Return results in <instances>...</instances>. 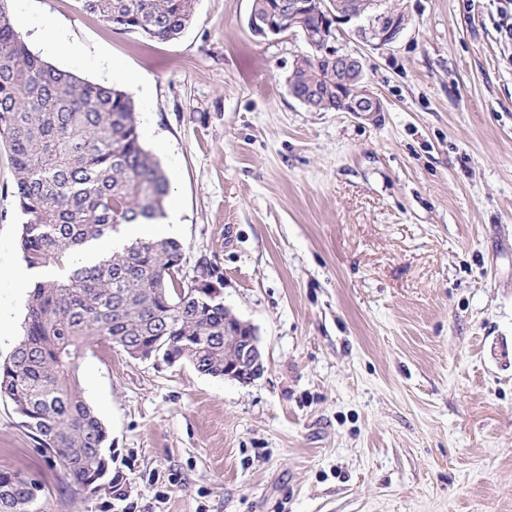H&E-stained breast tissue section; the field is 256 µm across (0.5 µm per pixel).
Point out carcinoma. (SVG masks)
Returning <instances> with one entry per match:
<instances>
[{"label": "carcinoma", "instance_id": "cac0c4a2", "mask_svg": "<svg viewBox=\"0 0 512 512\" xmlns=\"http://www.w3.org/2000/svg\"><path fill=\"white\" fill-rule=\"evenodd\" d=\"M112 28L150 40L178 38L197 0H77ZM285 0H253L255 36L276 23ZM335 79L312 55L294 60L289 92ZM0 144L15 169L23 225L20 250L36 272L24 334L0 363V399L21 426L90 493L112 483V441L85 400L80 363L96 339L134 359L187 362L224 375V280L206 270L180 277L183 245L135 239L79 260L75 251L125 224L164 217L169 181L144 148L135 105L114 86L90 82L32 52L0 0ZM39 486L0 472V512H37Z\"/></svg>", "mask_w": 512, "mask_h": 512}]
</instances>
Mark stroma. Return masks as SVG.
<instances>
[{"instance_id":"1","label":"stroma","mask_w":512,"mask_h":512,"mask_svg":"<svg viewBox=\"0 0 512 512\" xmlns=\"http://www.w3.org/2000/svg\"><path fill=\"white\" fill-rule=\"evenodd\" d=\"M403 4L404 37L363 51L386 106L370 120L289 94L308 47L253 36L252 0H198L171 41L76 0H8L52 65L147 82L126 91L181 214L182 273L218 269L264 364L242 385L93 343L80 386L114 478L93 494L0 402V471L41 483V512H512V42L502 0ZM14 184L1 146V359L34 277Z\"/></svg>"}]
</instances>
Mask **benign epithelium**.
<instances>
[{"instance_id": "obj_1", "label": "benign epithelium", "mask_w": 512, "mask_h": 512, "mask_svg": "<svg viewBox=\"0 0 512 512\" xmlns=\"http://www.w3.org/2000/svg\"><path fill=\"white\" fill-rule=\"evenodd\" d=\"M323 15L316 39L301 35L304 19L312 13ZM410 17L400 4L388 0H288V35L303 37L314 57L336 69V95L345 101L342 112L355 115L386 111L383 100L365 78L364 57L336 47L340 36H349L372 50L398 43L407 32ZM239 333L224 337V350L231 358L224 364V378L242 385L253 382L263 370V354L255 328L238 321Z\"/></svg>"}]
</instances>
